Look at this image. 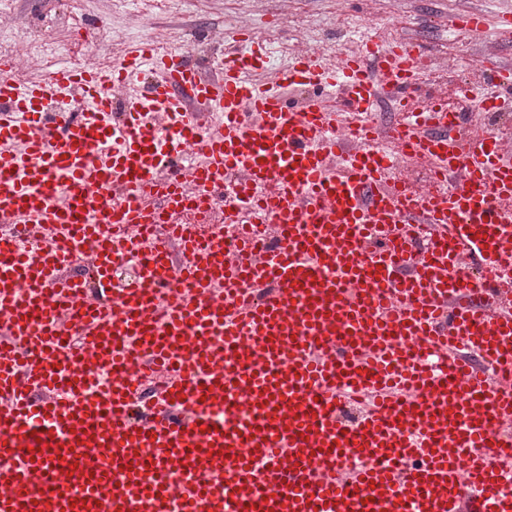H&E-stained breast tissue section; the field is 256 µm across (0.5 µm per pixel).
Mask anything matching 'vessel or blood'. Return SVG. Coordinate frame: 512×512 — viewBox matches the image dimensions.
<instances>
[{
  "instance_id": "obj_1",
  "label": "vessel or blood",
  "mask_w": 512,
  "mask_h": 512,
  "mask_svg": "<svg viewBox=\"0 0 512 512\" xmlns=\"http://www.w3.org/2000/svg\"><path fill=\"white\" fill-rule=\"evenodd\" d=\"M454 26L512 42V11ZM264 52L234 32L216 79L146 43L0 62V512H512V154L403 39ZM406 158L451 189L411 192ZM189 180L223 223H180Z\"/></svg>"
}]
</instances>
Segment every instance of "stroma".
I'll return each mask as SVG.
<instances>
[{
  "label": "stroma",
  "instance_id": "35a3bbf8",
  "mask_svg": "<svg viewBox=\"0 0 512 512\" xmlns=\"http://www.w3.org/2000/svg\"><path fill=\"white\" fill-rule=\"evenodd\" d=\"M31 30H55L52 68L73 66L79 47L72 27L99 18L113 34L112 52L148 41L176 49L195 29L250 22L269 42L266 60L287 65L292 44L304 42L308 53L338 50L367 36L397 35L420 47L445 69L440 78L425 79L426 88L447 93L456 104L460 88L477 85L485 74L482 62L492 58L512 66V44L470 38L453 27L458 11L478 10L488 17L512 6V0H81L76 19H69V0H9Z\"/></svg>",
  "mask_w": 512,
  "mask_h": 512
}]
</instances>
